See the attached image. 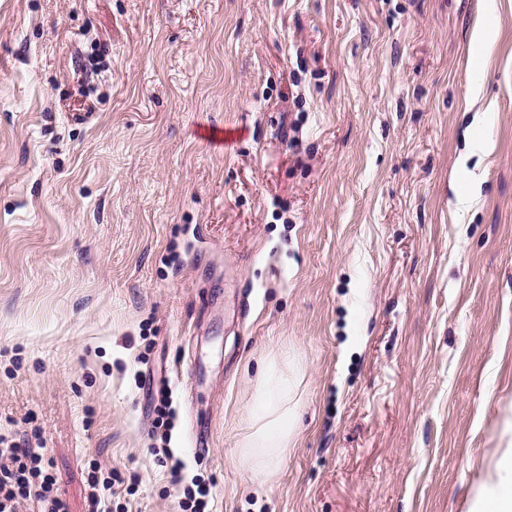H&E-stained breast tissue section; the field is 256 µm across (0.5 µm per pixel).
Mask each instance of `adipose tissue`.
<instances>
[{"label": "adipose tissue", "mask_w": 512, "mask_h": 512, "mask_svg": "<svg viewBox=\"0 0 512 512\" xmlns=\"http://www.w3.org/2000/svg\"><path fill=\"white\" fill-rule=\"evenodd\" d=\"M280 363V368L261 373L259 396L238 443L245 472L260 486L275 478L297 431L299 367L287 356ZM473 512H512V448L503 451L489 470Z\"/></svg>", "instance_id": "1"}]
</instances>
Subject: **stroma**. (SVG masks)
Returning a JSON list of instances; mask_svg holds the SVG:
<instances>
[{"mask_svg":"<svg viewBox=\"0 0 512 512\" xmlns=\"http://www.w3.org/2000/svg\"><path fill=\"white\" fill-rule=\"evenodd\" d=\"M511 423L512 0H0V434L69 512H469ZM280 363L281 368L261 373L259 396L238 443L244 470L258 486L275 478L297 431L294 414L299 367L288 355ZM89 474V502L90 512H112V501H108V492L116 482H121L119 473L111 470H104L97 462L91 464ZM194 488L184 491L185 500L181 502L182 512H208L209 484L202 478L193 479Z\"/></svg>","mask_w":512,"mask_h":512,"instance_id":"1","label":"stroma"}]
</instances>
